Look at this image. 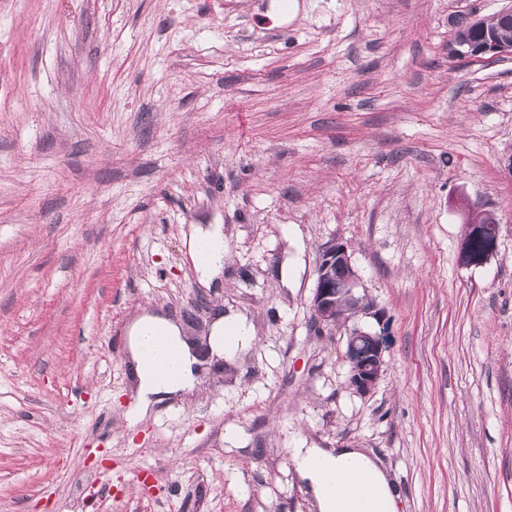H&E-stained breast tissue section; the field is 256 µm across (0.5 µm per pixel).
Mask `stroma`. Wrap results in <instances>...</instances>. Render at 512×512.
Returning a JSON list of instances; mask_svg holds the SVG:
<instances>
[{"mask_svg":"<svg viewBox=\"0 0 512 512\" xmlns=\"http://www.w3.org/2000/svg\"><path fill=\"white\" fill-rule=\"evenodd\" d=\"M297 2L0 0V512H312L289 451L340 446L400 512H512V57L448 56L507 0ZM336 242L389 332L364 395L310 310ZM218 309L252 343L129 424L133 320ZM201 243H208L213 247L211 259L206 263H200L196 258V248ZM190 251L194 258V265L200 277L210 280L224 266V236L218 227L199 230L190 241Z\"/></svg>","mask_w":512,"mask_h":512,"instance_id":"35a3bbf8","label":"stroma"}]
</instances>
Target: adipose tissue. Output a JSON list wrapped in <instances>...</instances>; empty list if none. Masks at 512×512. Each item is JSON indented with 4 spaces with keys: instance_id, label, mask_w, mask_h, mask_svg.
I'll return each mask as SVG.
<instances>
[{
    "instance_id": "adipose-tissue-1",
    "label": "adipose tissue",
    "mask_w": 512,
    "mask_h": 512,
    "mask_svg": "<svg viewBox=\"0 0 512 512\" xmlns=\"http://www.w3.org/2000/svg\"><path fill=\"white\" fill-rule=\"evenodd\" d=\"M253 340L247 320L240 314L218 317L211 330L210 349L231 357ZM128 348L138 379L140 400L130 423L163 398L192 390L198 359L182 340L179 327L168 318L146 312L129 327ZM178 352L170 370L151 369L144 357ZM291 459L318 512H397L394 483L382 460L368 448H295Z\"/></svg>"
}]
</instances>
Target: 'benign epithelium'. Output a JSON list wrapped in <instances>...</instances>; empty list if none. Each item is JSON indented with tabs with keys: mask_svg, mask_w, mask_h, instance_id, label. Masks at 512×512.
Masks as SVG:
<instances>
[{
	"mask_svg": "<svg viewBox=\"0 0 512 512\" xmlns=\"http://www.w3.org/2000/svg\"><path fill=\"white\" fill-rule=\"evenodd\" d=\"M471 28L480 32L474 39L456 36L448 46L449 54L458 59H497L512 56V42H505L496 34L487 30V19L472 16ZM474 238L483 242L480 255L474 265L479 266L493 257L498 248L499 235L485 237L483 229L478 227ZM352 268L348 247L336 242L324 248L316 268V284L311 299V310L316 324H329L336 320L338 324L356 321L369 314L370 306L356 293V277L342 281L332 277L335 268ZM387 332H370L357 326L350 329L345 353L350 354L362 347L365 354L359 360L345 358L348 365L349 383L360 393L369 392L378 381L384 365Z\"/></svg>",
	"mask_w": 512,
	"mask_h": 512,
	"instance_id": "obj_1",
	"label": "benign epithelium"
}]
</instances>
